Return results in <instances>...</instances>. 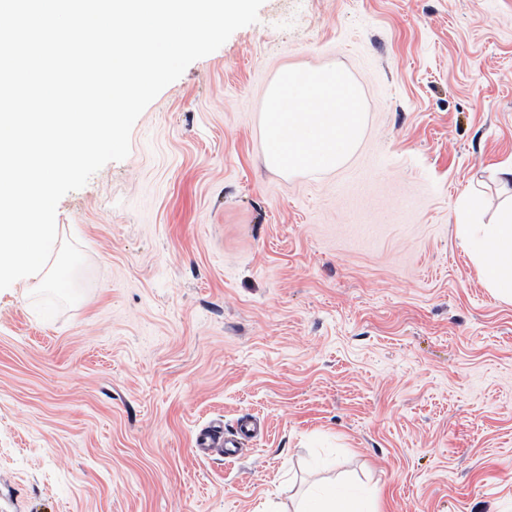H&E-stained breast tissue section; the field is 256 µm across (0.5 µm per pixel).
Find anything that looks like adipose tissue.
<instances>
[{"instance_id": "adipose-tissue-1", "label": "adipose tissue", "mask_w": 512, "mask_h": 512, "mask_svg": "<svg viewBox=\"0 0 512 512\" xmlns=\"http://www.w3.org/2000/svg\"><path fill=\"white\" fill-rule=\"evenodd\" d=\"M262 161L285 176L315 174L343 166L365 134L360 86L343 70L288 66L267 86L261 113ZM483 205L479 193L465 195L453 218L457 236L481 276L500 302L512 305V196L488 223L473 220ZM292 512H377L361 486L335 492L314 485Z\"/></svg>"}]
</instances>
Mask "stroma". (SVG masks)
<instances>
[{"mask_svg": "<svg viewBox=\"0 0 512 512\" xmlns=\"http://www.w3.org/2000/svg\"><path fill=\"white\" fill-rule=\"evenodd\" d=\"M340 66L365 137L261 162L284 65ZM512 157V0H265L65 195L87 290H0V512H290L346 476L379 512H512V306L449 216ZM258 432L234 459L209 424ZM255 435V429L251 422L243 420L235 434L224 436V431L216 427H207L202 429L196 438L197 448H223V453L227 457L237 456L242 447V441L252 438Z\"/></svg>", "mask_w": 512, "mask_h": 512, "instance_id": "35a3bbf8", "label": "stroma"}]
</instances>
